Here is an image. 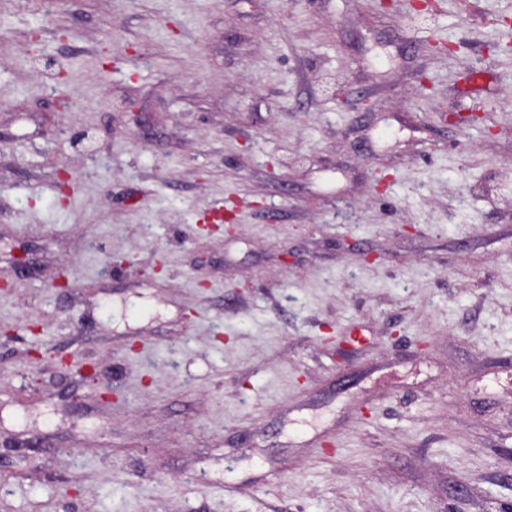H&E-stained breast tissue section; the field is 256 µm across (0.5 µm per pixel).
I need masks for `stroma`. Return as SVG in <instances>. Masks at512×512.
<instances>
[{
	"mask_svg": "<svg viewBox=\"0 0 512 512\" xmlns=\"http://www.w3.org/2000/svg\"><path fill=\"white\" fill-rule=\"evenodd\" d=\"M415 2L0 0V512H512V0ZM57 364L60 370L72 377H78L79 381L93 379L95 376V368L80 359H75L73 355H59Z\"/></svg>",
	"mask_w": 512,
	"mask_h": 512,
	"instance_id": "35a3bbf8",
	"label": "stroma"
}]
</instances>
